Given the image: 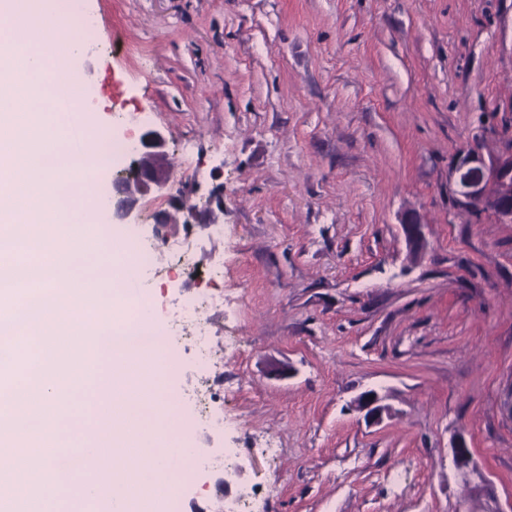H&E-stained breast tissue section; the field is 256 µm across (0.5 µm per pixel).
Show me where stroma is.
Instances as JSON below:
<instances>
[{
	"label": "stroma",
	"mask_w": 512,
	"mask_h": 512,
	"mask_svg": "<svg viewBox=\"0 0 512 512\" xmlns=\"http://www.w3.org/2000/svg\"><path fill=\"white\" fill-rule=\"evenodd\" d=\"M81 3L97 95L80 124L166 140L171 181L128 232L195 245L147 289L154 320L224 268V370L176 348L169 388L185 415L219 393L226 432L187 435L240 455L179 485L180 512L272 483L264 512H487L454 474L459 436L512 512V223L474 212L463 180L512 139V0ZM370 389L377 423L355 407Z\"/></svg>",
	"instance_id": "35a3bbf8"
}]
</instances>
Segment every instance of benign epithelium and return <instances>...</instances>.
<instances>
[{
	"label": "benign epithelium",
	"mask_w": 512,
	"mask_h": 512,
	"mask_svg": "<svg viewBox=\"0 0 512 512\" xmlns=\"http://www.w3.org/2000/svg\"><path fill=\"white\" fill-rule=\"evenodd\" d=\"M166 141L158 131H149L141 138L142 151L135 163V171L124 181L113 183L112 216L127 218L133 208L134 192H160L166 189L170 180L169 171L159 164L165 157ZM487 180L494 184L495 191L490 196L472 194L470 204L494 212L504 223L512 222V148L504 150L486 171L472 172V182ZM383 398L375 390H368L356 399V407L370 421L381 418L386 411ZM455 475L470 486L473 495L486 501L495 498L492 483L483 475L476 464L470 448L464 439L459 438L450 448Z\"/></svg>",
	"instance_id": "obj_1"
}]
</instances>
